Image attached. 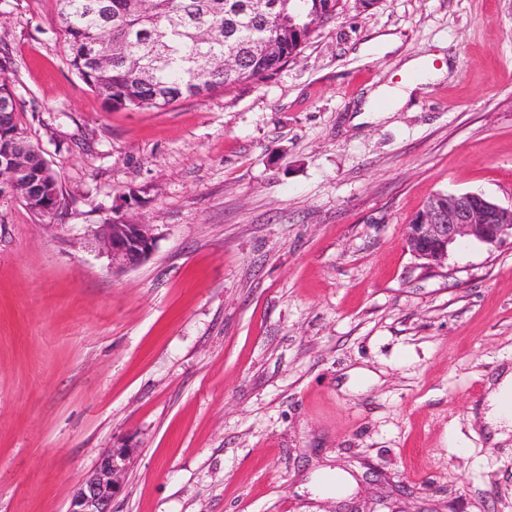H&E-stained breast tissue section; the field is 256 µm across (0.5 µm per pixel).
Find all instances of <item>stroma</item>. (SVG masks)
<instances>
[{
    "mask_svg": "<svg viewBox=\"0 0 512 512\" xmlns=\"http://www.w3.org/2000/svg\"><path fill=\"white\" fill-rule=\"evenodd\" d=\"M56 16L0 0L62 191L0 198V512H66L124 446L112 512H512V439L470 418L512 362V239L433 268L405 241L435 194L512 205V0H342L271 78L136 112ZM428 55L443 79L357 113ZM116 215L159 234L127 270L86 237Z\"/></svg>",
    "mask_w": 512,
    "mask_h": 512,
    "instance_id": "obj_1",
    "label": "stroma"
}]
</instances>
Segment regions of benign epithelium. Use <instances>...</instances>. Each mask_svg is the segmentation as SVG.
Instances as JSON below:
<instances>
[{
	"label": "benign epithelium",
	"instance_id": "benign-epithelium-1",
	"mask_svg": "<svg viewBox=\"0 0 512 512\" xmlns=\"http://www.w3.org/2000/svg\"><path fill=\"white\" fill-rule=\"evenodd\" d=\"M99 255L114 269L133 268L153 253L157 235L151 224H140L124 215L112 217L91 231ZM512 237V208H504L476 193H465L455 205L436 198L422 210L419 223L407 226L406 242L420 259L440 263L458 240L468 238L492 245ZM133 448H111L94 473L79 484L67 512H112V501L122 489Z\"/></svg>",
	"mask_w": 512,
	"mask_h": 512
}]
</instances>
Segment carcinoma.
<instances>
[{
	"label": "carcinoma",
	"instance_id": "carcinoma-1",
	"mask_svg": "<svg viewBox=\"0 0 512 512\" xmlns=\"http://www.w3.org/2000/svg\"><path fill=\"white\" fill-rule=\"evenodd\" d=\"M66 61L113 111L164 109L256 84L296 57L314 23L341 0H58ZM275 41L271 53L257 48ZM240 58L224 70V55ZM0 58V168L19 172L0 196L50 215L61 205L57 176L18 121L19 100Z\"/></svg>",
	"mask_w": 512,
	"mask_h": 512
}]
</instances>
